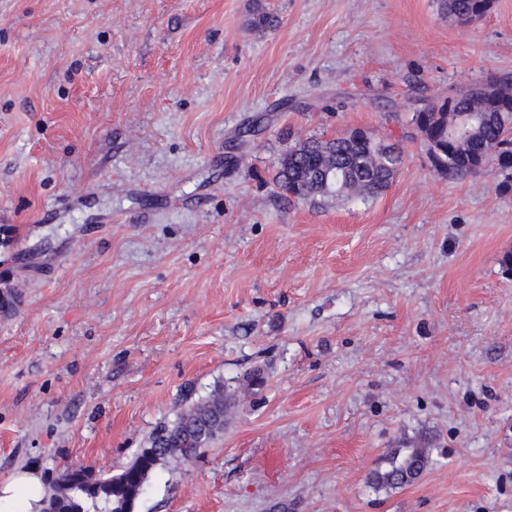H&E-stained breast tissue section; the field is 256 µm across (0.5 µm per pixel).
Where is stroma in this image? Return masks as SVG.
<instances>
[{"label": "stroma", "instance_id": "stroma-1", "mask_svg": "<svg viewBox=\"0 0 512 512\" xmlns=\"http://www.w3.org/2000/svg\"><path fill=\"white\" fill-rule=\"evenodd\" d=\"M505 80L512 0H0V480L119 473L259 367L137 512H512V180L438 176L411 122ZM357 128L404 155L383 195H280ZM492 0H444L442 6L448 10V14L461 17L470 14L484 16L490 10ZM387 462L388 467L369 474L368 486L376 493L413 483L433 463V459L428 448H396Z\"/></svg>", "mask_w": 512, "mask_h": 512}]
</instances>
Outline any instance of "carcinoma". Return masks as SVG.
<instances>
[{"label": "carcinoma", "instance_id": "carcinoma-1", "mask_svg": "<svg viewBox=\"0 0 512 512\" xmlns=\"http://www.w3.org/2000/svg\"><path fill=\"white\" fill-rule=\"evenodd\" d=\"M443 7L456 17L483 16L489 0H443ZM440 107L458 115L466 114L474 124L470 141L454 154L448 116L425 113L426 124L439 151L433 153L435 171L450 178L476 173L475 167L494 163L501 172L512 171V111L500 112L465 91L443 101ZM403 165L402 153L391 144L372 138L354 140L349 136L330 139L307 138L296 143L280 158L276 172L278 187L298 201L358 198L367 202L391 184ZM266 383L263 372L254 369L243 376L239 387L260 389ZM234 392L216 386L204 400L192 403L175 420L157 425L147 447L117 476H104L89 467H65L47 480L36 512H114L121 500L138 505L152 475L160 468L183 466L206 444L224 432L226 414ZM388 467L369 474V487L376 493L416 481L433 463L429 448H397L387 458Z\"/></svg>", "mask_w": 512, "mask_h": 512}]
</instances>
